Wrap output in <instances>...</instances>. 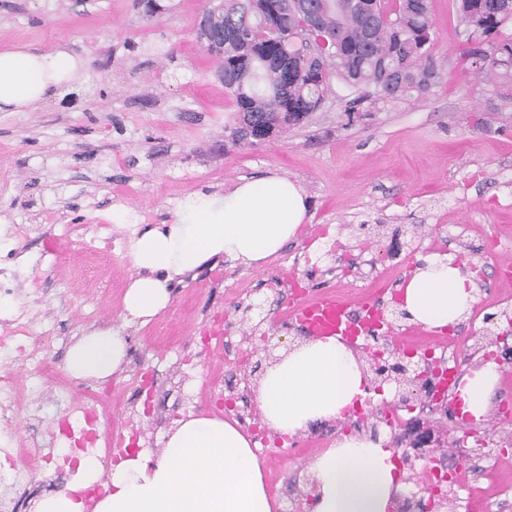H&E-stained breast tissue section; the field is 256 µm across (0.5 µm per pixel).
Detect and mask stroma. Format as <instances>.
Listing matches in <instances>:
<instances>
[{"instance_id":"35a3bbf8","label":"stroma","mask_w":512,"mask_h":512,"mask_svg":"<svg viewBox=\"0 0 512 512\" xmlns=\"http://www.w3.org/2000/svg\"><path fill=\"white\" fill-rule=\"evenodd\" d=\"M162 3L165 12L149 21L136 0H0V51L64 49L84 64L80 80L62 83L34 111L0 112V169L11 173L0 183V253L16 252L29 269L18 295L29 303L32 331L56 336L44 372L13 370L20 406L0 419L22 471L34 455L64 454L69 442L58 427L75 404L101 403L103 436L135 406L133 365L105 383L67 375V350L91 326L120 330L164 376L137 444L155 457L175 420L233 418L211 402L212 383L242 378L256 390L280 353L306 341L303 331L277 325L294 303L285 289L293 279L311 298L325 291L360 298L377 279L402 285L429 256L430 241L447 238V257L486 271L461 322L469 337L458 359L463 370L482 361L486 315L502 314L498 299L512 298V85L465 71L466 36L453 0H430L444 77L427 99L381 103L351 120L346 111L357 92L335 79L307 124L253 145L231 143L226 131L236 103L196 38L205 0ZM271 171L298 183L311 202L296 237L259 267L224 257L171 282L166 310L128 324L123 298L135 269L120 260L118 245L129 228L169 223L189 196L224 194L240 178ZM69 224L110 225L117 246L81 244L66 234ZM367 239L370 254L361 251ZM489 239L498 247L483 250ZM271 276L283 291L266 290ZM218 312L232 323L231 341L249 349L250 368L226 364L217 346L186 371L183 357ZM385 390L403 419H422L444 444L491 433L501 446L485 464L512 480V415L493 405L482 421L460 428L421 417L419 395L402 406L395 383L374 388L369 402L380 403ZM336 426L314 423L293 435L288 454H261L274 512H311L310 466L325 450L321 434Z\"/></svg>"}]
</instances>
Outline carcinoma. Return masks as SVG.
<instances>
[{
    "instance_id": "cac0c4a2",
    "label": "carcinoma",
    "mask_w": 512,
    "mask_h": 512,
    "mask_svg": "<svg viewBox=\"0 0 512 512\" xmlns=\"http://www.w3.org/2000/svg\"><path fill=\"white\" fill-rule=\"evenodd\" d=\"M477 47L473 72L512 84V0H454ZM310 23L293 0H209L207 28L224 29L214 53L235 99L232 142L262 141L301 126L319 110L333 77L359 91L349 116L381 102L429 95L440 79L429 0H316Z\"/></svg>"
}]
</instances>
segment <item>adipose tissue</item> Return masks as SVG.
I'll list each match as a JSON object with an SVG mask.
<instances>
[{
    "instance_id": "ef3b65f1",
    "label": "adipose tissue",
    "mask_w": 512,
    "mask_h": 512,
    "mask_svg": "<svg viewBox=\"0 0 512 512\" xmlns=\"http://www.w3.org/2000/svg\"><path fill=\"white\" fill-rule=\"evenodd\" d=\"M81 68L65 51H1L0 111L37 106ZM309 210L297 183L275 173L240 178L219 204L192 195L171 223L133 237L137 273L124 296L126 319L148 323L168 306L170 282L213 259L227 256L247 267L266 261L296 236ZM404 292L408 321L436 330L456 325L478 299L471 274L440 257L417 267ZM125 357L120 332L98 326L71 345L65 368L78 380H105ZM499 377L492 361L463 376L459 397L474 419L486 416ZM367 383L361 363L338 337L313 338L266 371L257 404L267 425L293 435L363 404ZM311 473V512H390L401 488L391 451L368 439L343 437L314 461ZM104 475L107 493L94 512H272L248 439L220 417L178 419L154 460L130 453L106 473L97 458H83L76 482L87 488Z\"/></svg>"
}]
</instances>
